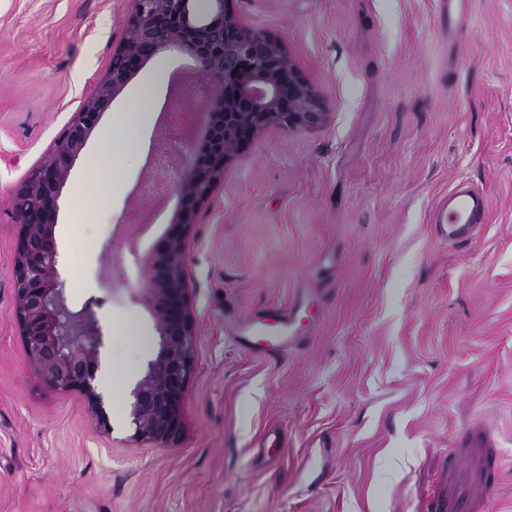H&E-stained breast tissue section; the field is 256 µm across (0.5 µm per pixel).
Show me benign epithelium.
<instances>
[{
  "label": "benign epithelium",
  "instance_id": "obj_1",
  "mask_svg": "<svg viewBox=\"0 0 512 512\" xmlns=\"http://www.w3.org/2000/svg\"><path fill=\"white\" fill-rule=\"evenodd\" d=\"M238 0H134L125 36L112 62L60 129L51 147L16 188L13 209L20 234L11 268L19 336L29 366L50 388L76 391L88 402L98 428H111L95 386L101 331L87 300L79 319L66 304L55 236L58 200L74 161L112 111L134 75L164 54H186L198 81L211 89L203 101L206 127L187 138L172 164L157 154L153 174L177 198L170 224L144 257L146 277L131 299L150 314L156 332L153 357L131 391L134 437L170 442L182 429L187 385L193 374L196 320L189 299L187 251L203 206L239 152L270 127L315 130L327 121L325 101L284 43L242 16Z\"/></svg>",
  "mask_w": 512,
  "mask_h": 512
}]
</instances>
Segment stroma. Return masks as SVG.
Wrapping results in <instances>:
<instances>
[{
    "label": "stroma",
    "mask_w": 512,
    "mask_h": 512,
    "mask_svg": "<svg viewBox=\"0 0 512 512\" xmlns=\"http://www.w3.org/2000/svg\"><path fill=\"white\" fill-rule=\"evenodd\" d=\"M244 8L329 116L265 130L216 186L188 246L183 428L151 444L129 411L155 329L129 291L176 206L141 186L172 77L191 62L166 55L134 76L59 199L67 305L108 299L96 312L100 358L116 368L104 433L81 395L28 368L10 198L108 70L132 3L0 0V512H512V0ZM144 109L104 191L101 141ZM463 178L488 210L454 245L431 215ZM271 308L291 314L282 356L258 348Z\"/></svg>",
    "instance_id": "1"
}]
</instances>
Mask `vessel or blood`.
Returning <instances> with one entry per match:
<instances>
[{
  "label": "vessel or blood",
  "instance_id": "b4317fda",
  "mask_svg": "<svg viewBox=\"0 0 512 512\" xmlns=\"http://www.w3.org/2000/svg\"><path fill=\"white\" fill-rule=\"evenodd\" d=\"M487 210L485 197L467 181H459L448 193L438 226L443 235L458 243L472 239Z\"/></svg>",
  "mask_w": 512,
  "mask_h": 512
}]
</instances>
